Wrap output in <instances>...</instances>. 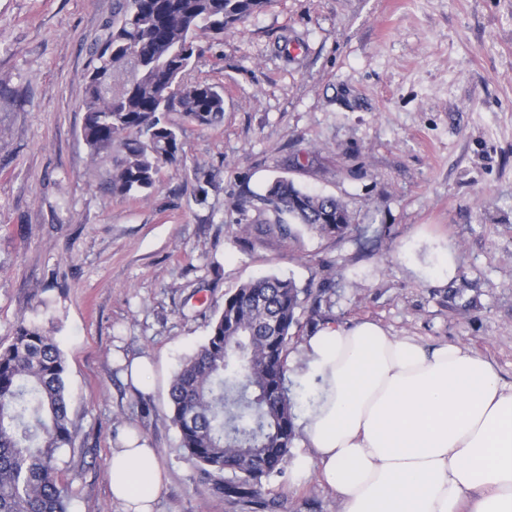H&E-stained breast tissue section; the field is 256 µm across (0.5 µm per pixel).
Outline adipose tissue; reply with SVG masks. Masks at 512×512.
<instances>
[{"instance_id": "obj_1", "label": "adipose tissue", "mask_w": 512, "mask_h": 512, "mask_svg": "<svg viewBox=\"0 0 512 512\" xmlns=\"http://www.w3.org/2000/svg\"><path fill=\"white\" fill-rule=\"evenodd\" d=\"M290 372L313 400L298 429L341 512H512V382L482 356L426 348L362 321L318 327ZM124 512H153L166 476L155 449L120 437L107 462Z\"/></svg>"}]
</instances>
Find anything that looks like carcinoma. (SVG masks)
I'll return each instance as SVG.
<instances>
[{
	"instance_id": "cac0c4a2",
	"label": "carcinoma",
	"mask_w": 512,
	"mask_h": 512,
	"mask_svg": "<svg viewBox=\"0 0 512 512\" xmlns=\"http://www.w3.org/2000/svg\"><path fill=\"white\" fill-rule=\"evenodd\" d=\"M271 0H116L112 32L94 70L108 74L128 58L137 80L116 91L96 77L85 88V140L94 153L119 141L123 157L112 192L126 197L152 189L161 166L184 159L183 144L165 114L179 110L214 127L224 97L206 82L184 78L198 52L200 32L224 34L262 12ZM240 239L251 227L287 240L303 225L322 238L353 232L346 206L278 177L237 204ZM311 296L292 278L262 276L224 295L206 341L174 375L171 422L187 458L224 491L251 496L281 473L296 438V409L284 385L288 344L297 312ZM65 359L40 327L22 323L0 344V512H69L70 490L58 479V458L75 447L68 412Z\"/></svg>"
}]
</instances>
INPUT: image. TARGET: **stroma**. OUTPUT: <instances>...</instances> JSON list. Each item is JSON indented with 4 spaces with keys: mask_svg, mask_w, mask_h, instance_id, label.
<instances>
[{
    "mask_svg": "<svg viewBox=\"0 0 512 512\" xmlns=\"http://www.w3.org/2000/svg\"><path fill=\"white\" fill-rule=\"evenodd\" d=\"M115 0H0V343L19 323L66 363L69 512H122L107 459L136 429L167 484L155 512H340L292 467L239 498L205 483L170 420L174 373L225 293L267 274L329 280L289 362L320 325L369 320L424 347L465 346L512 381V0H272L221 36L199 33L188 81L224 118L172 111L184 161L120 197V146L92 153L85 87ZM285 176L344 201L343 239L239 241L234 205ZM211 180L199 198L200 180ZM148 361L151 390L125 369Z\"/></svg>",
    "mask_w": 512,
    "mask_h": 512,
    "instance_id": "35a3bbf8",
    "label": "stroma"
}]
</instances>
